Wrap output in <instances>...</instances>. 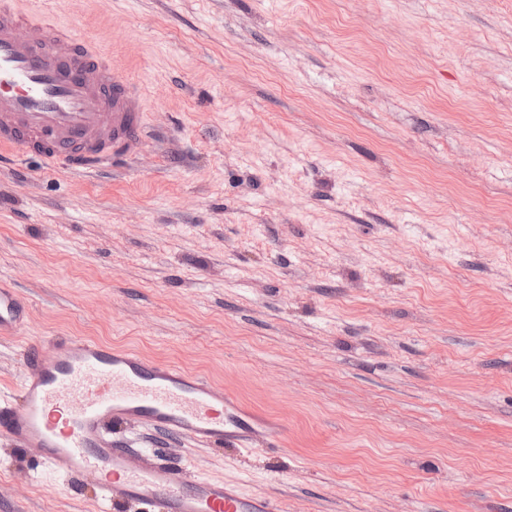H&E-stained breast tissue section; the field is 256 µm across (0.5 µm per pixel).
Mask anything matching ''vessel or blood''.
Instances as JSON below:
<instances>
[{
    "instance_id": "1",
    "label": "vessel or blood",
    "mask_w": 512,
    "mask_h": 512,
    "mask_svg": "<svg viewBox=\"0 0 512 512\" xmlns=\"http://www.w3.org/2000/svg\"><path fill=\"white\" fill-rule=\"evenodd\" d=\"M141 95L100 43L0 0V149L23 150L72 171L102 168L143 137ZM29 308L0 283V335L25 326ZM20 406L0 399V434L37 449L65 476L92 478L105 506L140 501L161 512H280L276 499L189 475L157 476L151 454L134 456L110 424L142 422L208 446L252 451L282 428L233 394L176 367L93 339L25 349Z\"/></svg>"
}]
</instances>
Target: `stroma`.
Returning <instances> with one entry per match:
<instances>
[{
    "label": "stroma",
    "mask_w": 512,
    "mask_h": 512,
    "mask_svg": "<svg viewBox=\"0 0 512 512\" xmlns=\"http://www.w3.org/2000/svg\"><path fill=\"white\" fill-rule=\"evenodd\" d=\"M102 40L141 141L0 156V337L92 338L279 422L244 454L116 440L283 512H512V0H16ZM0 512H102L0 435ZM28 318V305L17 289L0 283V335L16 334Z\"/></svg>",
    "instance_id": "stroma-1"
}]
</instances>
